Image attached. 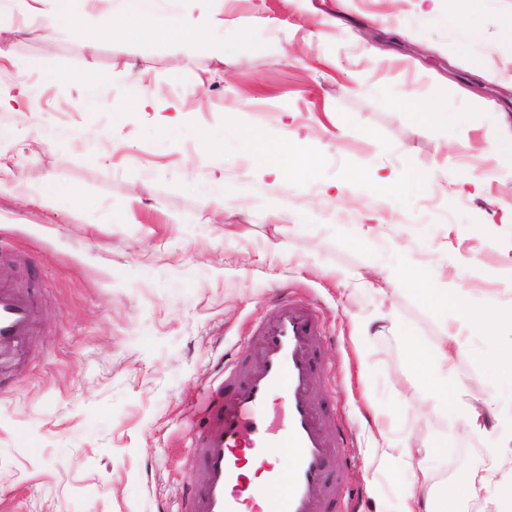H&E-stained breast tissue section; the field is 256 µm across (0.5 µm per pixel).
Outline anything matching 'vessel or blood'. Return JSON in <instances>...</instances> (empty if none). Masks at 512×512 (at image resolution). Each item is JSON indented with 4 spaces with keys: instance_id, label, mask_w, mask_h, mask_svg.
Here are the masks:
<instances>
[{
    "instance_id": "obj_1",
    "label": "vessel or blood",
    "mask_w": 512,
    "mask_h": 512,
    "mask_svg": "<svg viewBox=\"0 0 512 512\" xmlns=\"http://www.w3.org/2000/svg\"><path fill=\"white\" fill-rule=\"evenodd\" d=\"M33 301L0 275V379L39 334ZM253 365L225 362L194 438L201 477L183 512H338L347 491L345 438L313 401L321 325L296 298L254 328Z\"/></svg>"
}]
</instances>
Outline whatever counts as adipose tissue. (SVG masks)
<instances>
[{
	"mask_svg": "<svg viewBox=\"0 0 512 512\" xmlns=\"http://www.w3.org/2000/svg\"><path fill=\"white\" fill-rule=\"evenodd\" d=\"M127 15L135 17L150 36L184 44L195 40L204 25L203 17L190 11L180 15L162 13L158 0H117L116 8L98 15L94 26L101 35L109 38L117 29V17ZM265 157L269 163V174L278 178L305 170L311 165L305 146L293 137L270 144ZM390 283L396 288H414L420 299L440 316L453 318L451 331L438 352L428 353L418 341L411 345L415 376L427 391L434 408L441 410L449 419L461 422L466 428L477 426L481 415L497 416L498 411L492 406L482 413L474 411L462 415L455 400L459 382L454 374V364L464 333L479 330L490 334L502 327L512 328V310H503L492 299L474 305L465 294L432 287L429 273L422 267L406 269L392 277ZM415 454L416 450L409 441L399 448L382 449L380 454L381 460L401 465L409 471L411 489L402 498L399 512H453L457 498L475 497L491 487L496 489L504 512H512V486L505 483L491 486L489 477L485 475L473 476L467 484L457 489L434 492L429 485L427 470L421 466L413 467Z\"/></svg>",
	"mask_w": 512,
	"mask_h": 512,
	"instance_id": "ef3b65f1",
	"label": "adipose tissue"
}]
</instances>
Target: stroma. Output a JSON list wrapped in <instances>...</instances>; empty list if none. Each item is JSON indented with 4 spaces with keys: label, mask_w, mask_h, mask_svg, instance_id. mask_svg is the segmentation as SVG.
<instances>
[{
    "label": "stroma",
    "mask_w": 512,
    "mask_h": 512,
    "mask_svg": "<svg viewBox=\"0 0 512 512\" xmlns=\"http://www.w3.org/2000/svg\"><path fill=\"white\" fill-rule=\"evenodd\" d=\"M50 6L0 0L12 30L0 89L25 88L23 111L0 112V273L32 297L40 329L0 389V512H181L205 394L226 358L251 359L281 289L319 315L313 400L347 436L357 512L398 510L405 477L377 456L388 439L457 449L426 460L445 488L497 474V422L459 431L413 377L412 341L435 349L447 321L408 288L390 290L387 318L377 302L415 264L435 287L512 309V171L488 147L512 133V0L477 15L439 0L433 16L420 0H208L220 60L131 16L109 39L34 37L36 8ZM239 26L261 47L242 62ZM46 56L67 82L34 69ZM88 79L95 108L78 105ZM409 91L440 113L397 110ZM142 93L156 107L140 108ZM474 109L482 128L463 121ZM202 129L223 146L203 160ZM287 133L307 140L312 178L268 174L257 149ZM471 167L490 173L478 195L460 178ZM355 168L425 183L385 202L349 182ZM462 343L461 405L495 397L512 412L492 373L512 331Z\"/></svg>",
    "instance_id": "stroma-1"
}]
</instances>
